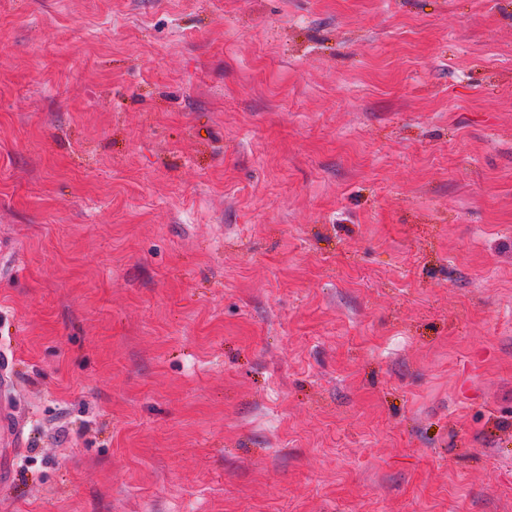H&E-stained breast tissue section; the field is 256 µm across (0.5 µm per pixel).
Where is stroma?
<instances>
[{"label":"stroma","instance_id":"1","mask_svg":"<svg viewBox=\"0 0 512 512\" xmlns=\"http://www.w3.org/2000/svg\"><path fill=\"white\" fill-rule=\"evenodd\" d=\"M0 512H512V0H0Z\"/></svg>","mask_w":512,"mask_h":512}]
</instances>
